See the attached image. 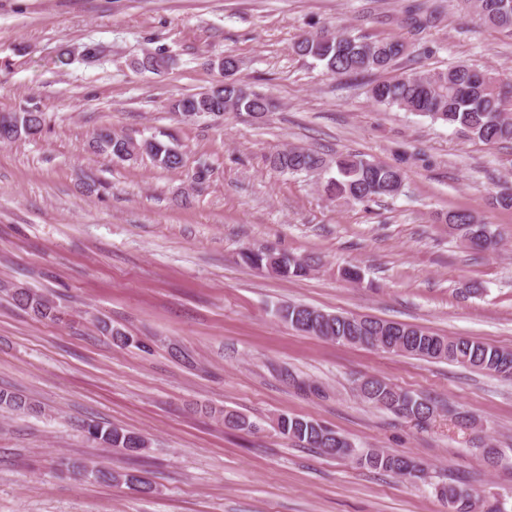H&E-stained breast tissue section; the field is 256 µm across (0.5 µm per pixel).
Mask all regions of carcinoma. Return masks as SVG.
Segmentation results:
<instances>
[{"instance_id":"carcinoma-1","label":"carcinoma","mask_w":512,"mask_h":512,"mask_svg":"<svg viewBox=\"0 0 512 512\" xmlns=\"http://www.w3.org/2000/svg\"><path fill=\"white\" fill-rule=\"evenodd\" d=\"M467 8H474L482 22L493 28L512 32V0H461ZM296 53L313 58L327 73L350 75L362 72H380L394 68L408 47L393 40H369L345 32L329 29L302 35L295 43ZM239 68L238 60L224 56V71L230 78L224 86L174 101L171 109L178 115L195 112L215 120L227 112H243L259 119L275 108L267 96L253 91L233 78ZM370 98L378 104L396 107L406 112L426 116L434 122L455 126L468 139L487 145L512 143V75L479 69L469 64H456L445 70L409 69L387 80L374 83ZM45 126L44 113L22 110L0 115V142L11 143L22 137L35 138ZM101 151L124 161L144 153L166 170L183 166V152L172 135L160 140L156 137L140 143L116 134L107 128L96 137ZM271 167L282 173L316 171L326 176L324 192L342 203L365 204L385 196H394L403 187L405 175L396 168L367 158L362 154L339 155L328 160L303 147H291L276 153L270 159ZM445 221L462 242L475 253L493 251L499 245V234L489 224L482 223L468 210H456L445 216ZM245 262L252 266H270L273 273L283 278L305 277L315 262L286 252H245ZM16 306L29 309L37 316L55 321L59 310L46 298L19 288L12 294ZM277 316L294 329L345 345L368 346L377 339L381 350L405 354L431 361H448L465 368L490 375L505 377L512 370V351L464 336H445L422 327L401 322L367 318L369 329L353 341V323L348 317L320 321L321 310H298L287 305L276 310ZM358 393L366 402L388 410L405 419L427 413L433 401L411 394L383 380L367 378L360 382ZM0 408L14 411H33L35 405L26 397L0 390ZM224 426L241 431H252L254 424L245 416L224 412ZM275 429L283 437L304 448H315L321 453L337 457H354L370 469L403 475L410 460L405 455L391 454L375 448L358 450L348 443L336 441L337 432L314 419L300 415H281ZM90 439L98 441L127 455L140 453L147 440L140 434L121 428L87 425ZM476 447L482 449L483 460L491 465L503 461L502 456L485 436H477ZM87 478L111 481L117 485L150 489L144 477L114 473L105 469H85ZM436 495L452 503V512H484L486 497L474 490L454 483L436 486Z\"/></svg>"}]
</instances>
